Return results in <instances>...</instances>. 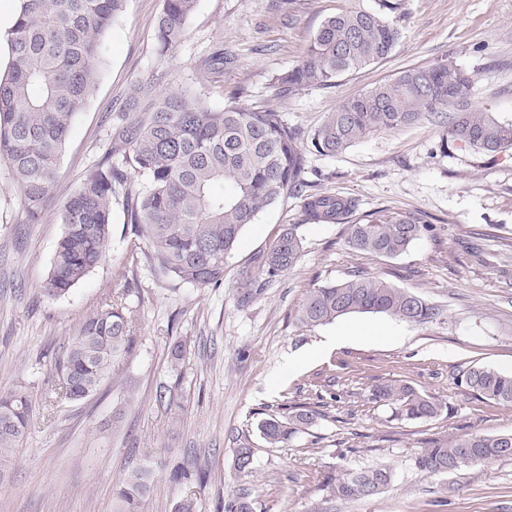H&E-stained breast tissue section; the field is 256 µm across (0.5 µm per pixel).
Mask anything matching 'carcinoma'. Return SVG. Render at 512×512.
I'll return each instance as SVG.
<instances>
[{"label": "carcinoma", "mask_w": 512, "mask_h": 512, "mask_svg": "<svg viewBox=\"0 0 512 512\" xmlns=\"http://www.w3.org/2000/svg\"><path fill=\"white\" fill-rule=\"evenodd\" d=\"M126 0H19L7 32L9 63L0 72V162L20 191L27 222L37 223L52 190L71 127L93 95L102 64V38L124 11ZM198 0H163L156 36L165 55L186 38ZM401 0H378L372 11L352 10L327 17L295 67L272 76L280 93L328 88L350 72L387 57L399 40L389 17ZM472 79L447 64L402 71L340 103L309 139L322 156L344 153L377 131H391L448 108V143L484 154L512 152V120L472 109ZM138 102L114 117L111 147L63 205V233L42 285L56 299L71 292L105 258L112 241V210L122 205L124 223L147 248L149 262L179 282L196 288L224 282L226 259L258 211L294 193L304 196L305 221L346 225V243L362 255L395 257L428 231L430 223L411 214H381L348 223L356 204L324 192L304 193L306 147L302 134L281 114L263 106L234 104L210 109L185 91L163 93L146 112ZM302 225L290 224L269 249L254 259L259 275L242 274L247 288H263L298 263ZM382 314L423 327L441 320L443 310L404 288L361 269L349 277L309 289L298 311L307 327L350 314ZM133 319L126 307L108 304L88 314L69 340L57 368L56 402H77L97 392L112 368L134 348ZM469 390L502 406H512V374L474 365L463 373ZM370 399L390 406L395 416L430 420L446 408L438 398L398 380L379 383ZM25 387L0 391V462L21 446L31 422ZM324 413L299 408L282 420L259 425L272 448H288L299 432ZM512 459V434H466L434 440L413 460L429 475L455 473L470 465ZM254 450L243 443L233 467L253 472ZM151 470H131L113 488V512H141L150 491ZM387 467L348 469L330 479L332 496L357 502L381 494L391 483ZM225 512H255L247 488L239 489Z\"/></svg>", "instance_id": "carcinoma-1"}]
</instances>
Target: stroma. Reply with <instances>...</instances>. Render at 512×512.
<instances>
[{"label":"stroma","mask_w":512,"mask_h":512,"mask_svg":"<svg viewBox=\"0 0 512 512\" xmlns=\"http://www.w3.org/2000/svg\"><path fill=\"white\" fill-rule=\"evenodd\" d=\"M375 0H198L186 39L161 55L155 39L162 0H126L103 38L102 71L76 118L57 187L41 223L23 221V203L0 162V390L25 385L33 396L28 434L0 464V512H112V488L133 467L150 464L144 512H175L185 497L197 512H224L249 489L256 512H512V460H493L438 477L414 457L433 439L512 433V407L475 396L463 370L484 365L512 372V155H478L449 146L440 154L445 118L427 117L377 132L345 153L306 155L311 191L357 204L355 218L413 213L432 224L406 254L353 252L341 224L305 223L299 196L261 211L226 260L224 282L194 288L150 265L113 211L104 262L62 298L41 292L63 233L62 205L109 147L112 119L132 95L186 90L213 109L266 103L310 136L327 112L412 67L445 62L469 73L472 108L512 119V0H402L392 21V53L339 78L334 87L281 95L272 75L304 57L321 22ZM229 62L206 77L214 50ZM303 227L299 263L251 298L243 270L286 225ZM445 309L443 322L415 327L385 315H353L308 328L297 319L309 288L342 280L354 268ZM125 300L136 343L96 395L56 403L55 360L83 318ZM339 345L328 346L330 337ZM186 339L172 368L168 347ZM404 380L443 400L431 420H398L370 391ZM170 395L180 405L171 412ZM326 416L288 448L269 447L258 424L300 406ZM254 450L251 475L238 474L239 444ZM383 465L387 489L354 503L333 498L326 482L344 469ZM182 476H175V468Z\"/></svg>","instance_id":"obj_1"}]
</instances>
